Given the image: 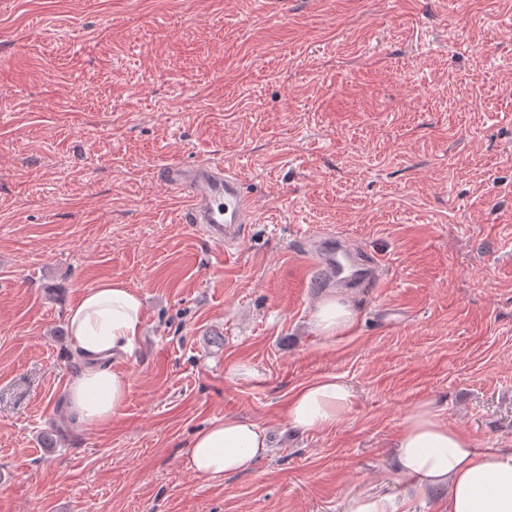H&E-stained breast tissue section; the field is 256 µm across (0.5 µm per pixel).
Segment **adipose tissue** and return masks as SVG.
Instances as JSON below:
<instances>
[{"label":"adipose tissue","instance_id":"1","mask_svg":"<svg viewBox=\"0 0 512 512\" xmlns=\"http://www.w3.org/2000/svg\"><path fill=\"white\" fill-rule=\"evenodd\" d=\"M66 321L71 349L83 364L67 389L68 409L86 426H104L126 403L128 381L118 363L142 337V303L125 283L106 280L82 293ZM355 321V309L339 294L322 298L311 318L314 332L326 340L345 333ZM354 399L343 378L327 375L293 392L288 421L302 431H326ZM267 451L264 429L228 417L195 434L186 465L197 475L219 479L249 470ZM393 462L409 490H447L446 512H512V452L476 447L469 434L451 427L430 404H421L401 421Z\"/></svg>","mask_w":512,"mask_h":512}]
</instances>
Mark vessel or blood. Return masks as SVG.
I'll list each match as a JSON object with an SVG mask.
<instances>
[{"mask_svg": "<svg viewBox=\"0 0 512 512\" xmlns=\"http://www.w3.org/2000/svg\"><path fill=\"white\" fill-rule=\"evenodd\" d=\"M161 174L163 180L187 196L184 223L201 225L211 238L231 241L243 236L247 225L256 223L255 206L238 177L223 165L206 161L188 170L171 165ZM311 253L320 284L331 282L341 287L362 277L346 238H315Z\"/></svg>", "mask_w": 512, "mask_h": 512, "instance_id": "vessel-or-blood-1", "label": "vessel or blood"}]
</instances>
